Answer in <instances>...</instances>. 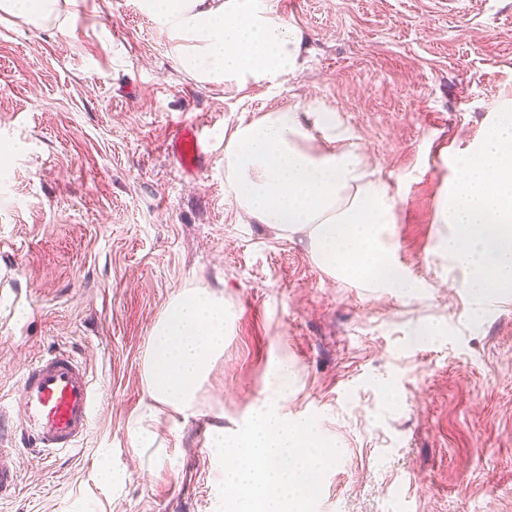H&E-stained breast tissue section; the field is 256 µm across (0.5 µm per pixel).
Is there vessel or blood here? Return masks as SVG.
I'll return each instance as SVG.
<instances>
[{
    "instance_id": "obj_1",
    "label": "vessel or blood",
    "mask_w": 512,
    "mask_h": 512,
    "mask_svg": "<svg viewBox=\"0 0 512 512\" xmlns=\"http://www.w3.org/2000/svg\"><path fill=\"white\" fill-rule=\"evenodd\" d=\"M209 144L198 124L182 125L171 143L180 169L197 172ZM17 409L0 405V501L20 492V441H31L44 457L76 450L89 433L102 397L87 363L75 352L39 357L15 389Z\"/></svg>"
}]
</instances>
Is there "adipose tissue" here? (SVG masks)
I'll list each match as a JSON object with an SVG mask.
<instances>
[{
    "mask_svg": "<svg viewBox=\"0 0 512 512\" xmlns=\"http://www.w3.org/2000/svg\"><path fill=\"white\" fill-rule=\"evenodd\" d=\"M175 42L181 70L212 86H276L299 68L302 34L270 0H140ZM294 108L241 120L224 146V183L241 215L288 238L303 232L328 276L402 297L418 286L386 237L395 201L332 113ZM224 353V299L174 297L154 324L143 375L160 410L189 416Z\"/></svg>",
    "mask_w": 512,
    "mask_h": 512,
    "instance_id": "ef3b65f1",
    "label": "adipose tissue"
}]
</instances>
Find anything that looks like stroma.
I'll use <instances>...</instances> for the list:
<instances>
[{
	"mask_svg": "<svg viewBox=\"0 0 512 512\" xmlns=\"http://www.w3.org/2000/svg\"><path fill=\"white\" fill-rule=\"evenodd\" d=\"M303 33L282 86L239 91L184 73L137 0H85L40 26L0 18V401L59 347L90 350L105 402L79 451L19 462L0 512H217L211 427L233 431L288 368L283 407L341 457L315 512H512V295L476 325L438 248L455 177L512 101V0H273ZM319 108L395 199L389 239L424 283L410 298L324 274L308 240L245 221L224 189L242 117ZM213 126L199 172L170 143ZM189 288L224 297V354L195 415L160 412L151 329ZM437 325L432 341L418 334ZM145 418L155 447H134Z\"/></svg>",
	"mask_w": 512,
	"mask_h": 512,
	"instance_id": "35a3bbf8",
	"label": "stroma"
}]
</instances>
